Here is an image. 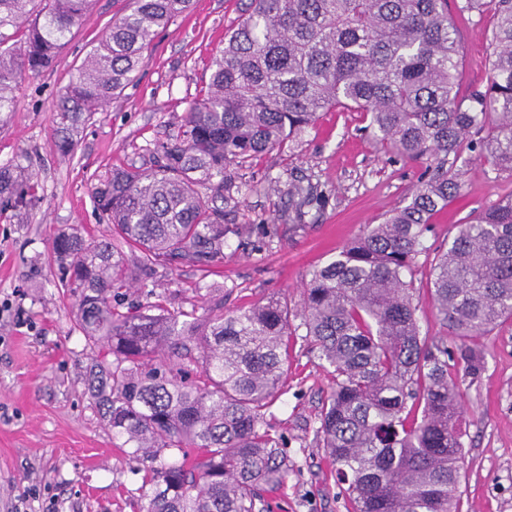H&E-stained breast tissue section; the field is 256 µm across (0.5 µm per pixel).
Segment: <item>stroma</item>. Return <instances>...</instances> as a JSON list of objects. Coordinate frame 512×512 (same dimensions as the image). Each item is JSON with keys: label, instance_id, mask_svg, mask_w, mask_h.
<instances>
[{"label": "stroma", "instance_id": "35a3bbf8", "mask_svg": "<svg viewBox=\"0 0 512 512\" xmlns=\"http://www.w3.org/2000/svg\"><path fill=\"white\" fill-rule=\"evenodd\" d=\"M246 3L193 0L188 13L159 29L137 78L84 126L68 156L54 146L61 90L91 44L124 13L126 0H95L58 50L55 66L25 76L14 91V110L0 112V167L17 170L34 186L22 206L0 202V512H144L147 490L131 450L113 438L88 392L86 368L97 350L75 324L74 299L60 282L52 243L62 231L111 235L92 199L98 176L156 166L157 144L178 133ZM458 4L448 0L464 98L486 84L495 19L489 12L459 14ZM367 124L359 112H323L300 139L258 156L239 172V206L225 210V224L241 233L228 235L223 263L156 269L144 288L123 292L114 305L124 312L151 299L173 311L220 300L229 313L284 297L294 311L301 308L312 270L409 201L420 174L419 164L379 150ZM458 166L461 191L435 216L412 276L422 336L451 348L458 340L429 301L431 261L460 224L512 196V175L470 153ZM296 177L324 192L300 215L287 193ZM467 344L483 350L485 369L459 380L461 509L512 512V320ZM331 385L315 353L289 337L288 375L269 422L288 441L292 469L284 488L270 496L271 512H347L315 439Z\"/></svg>", "mask_w": 512, "mask_h": 512}]
</instances>
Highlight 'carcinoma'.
Returning <instances> with one entry per match:
<instances>
[{
	"label": "carcinoma",
	"instance_id": "obj_1",
	"mask_svg": "<svg viewBox=\"0 0 512 512\" xmlns=\"http://www.w3.org/2000/svg\"><path fill=\"white\" fill-rule=\"evenodd\" d=\"M91 5L0 0V112L13 111L25 74L54 65ZM191 5L130 0L60 96L62 155L134 79L157 29ZM458 10L496 16L487 84L465 102L448 0H250L201 98L160 145L157 168L114 170L95 185V204L117 235L54 238L77 326L99 349L93 392L112 435L134 448L146 512H270L267 494L289 472L287 441L266 421L288 369V301L232 314L219 303L198 316L159 304L125 313L112 298L155 265L223 262L224 207L239 204L235 169L330 111L363 113L381 148L425 168L407 204L306 282L301 339L333 377L316 439L350 512H461L458 378L480 374L484 356L421 336L407 276L433 215L461 190L464 152L512 175V0H462ZM288 195L298 212L321 197L310 182L290 184ZM24 196L13 170L0 169V197ZM432 271L430 302L456 336H482L512 319V198L460 225ZM162 350L168 360L151 363ZM187 361L200 364L194 380L182 375Z\"/></svg>",
	"mask_w": 512,
	"mask_h": 512
}]
</instances>
